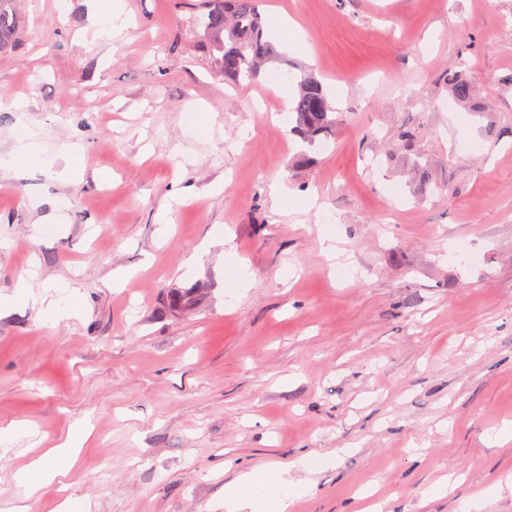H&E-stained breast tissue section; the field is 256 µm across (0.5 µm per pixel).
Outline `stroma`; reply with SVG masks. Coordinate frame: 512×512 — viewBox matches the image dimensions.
<instances>
[{"label": "stroma", "mask_w": 512, "mask_h": 512, "mask_svg": "<svg viewBox=\"0 0 512 512\" xmlns=\"http://www.w3.org/2000/svg\"><path fill=\"white\" fill-rule=\"evenodd\" d=\"M198 2L122 0L132 26L95 43L96 0H22L0 55V153L20 100L81 166L0 170V296L31 285L0 308V427L29 430L0 510L83 421L30 512H225L239 475L276 469L288 512L369 492L512 512V439L488 440L512 430V0H266L276 45L305 50L238 87ZM308 68L341 114L319 149L270 122L296 92L270 73ZM47 291L77 315L47 316Z\"/></svg>", "instance_id": "stroma-1"}]
</instances>
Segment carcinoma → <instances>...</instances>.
<instances>
[{
    "label": "carcinoma",
    "instance_id": "cac0c4a2",
    "mask_svg": "<svg viewBox=\"0 0 512 512\" xmlns=\"http://www.w3.org/2000/svg\"><path fill=\"white\" fill-rule=\"evenodd\" d=\"M264 0H202V37L209 44L215 67L233 84L253 82L261 67L279 61L267 31ZM20 0H0V52L15 41L20 26ZM297 92L291 102L296 125L291 133L313 144L336 127L337 111L313 70L294 77Z\"/></svg>",
    "mask_w": 512,
    "mask_h": 512
}]
</instances>
